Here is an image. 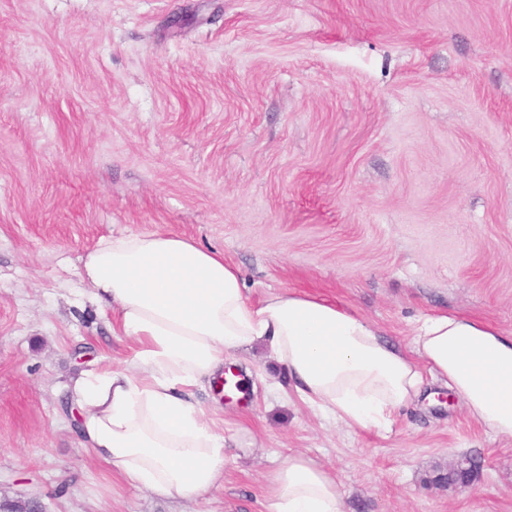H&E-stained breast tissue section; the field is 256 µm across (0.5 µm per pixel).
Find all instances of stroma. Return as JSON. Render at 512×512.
<instances>
[{
  "instance_id": "1",
  "label": "stroma",
  "mask_w": 512,
  "mask_h": 512,
  "mask_svg": "<svg viewBox=\"0 0 512 512\" xmlns=\"http://www.w3.org/2000/svg\"><path fill=\"white\" fill-rule=\"evenodd\" d=\"M223 252L247 295L336 302L405 353L427 317L512 334V0H0V500L44 512H268L288 453L342 512H512V439L442 381L389 426L303 403L254 345L194 397L224 485L158 497L81 446L65 392L121 365L78 272L100 239Z\"/></svg>"
}]
</instances>
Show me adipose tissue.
<instances>
[{"label": "adipose tissue", "instance_id": "ef3b65f1", "mask_svg": "<svg viewBox=\"0 0 512 512\" xmlns=\"http://www.w3.org/2000/svg\"><path fill=\"white\" fill-rule=\"evenodd\" d=\"M80 276L130 350L123 365L74 379L81 444L156 495L196 501L223 480L224 434L193 390L256 343L302 402L350 429L389 424L428 373L475 421L512 438V335L479 320L426 318L409 355L318 296L285 291L252 303L222 252L162 231L100 239ZM267 482L268 512H342L337 478L304 455L289 456Z\"/></svg>", "mask_w": 512, "mask_h": 512}]
</instances>
